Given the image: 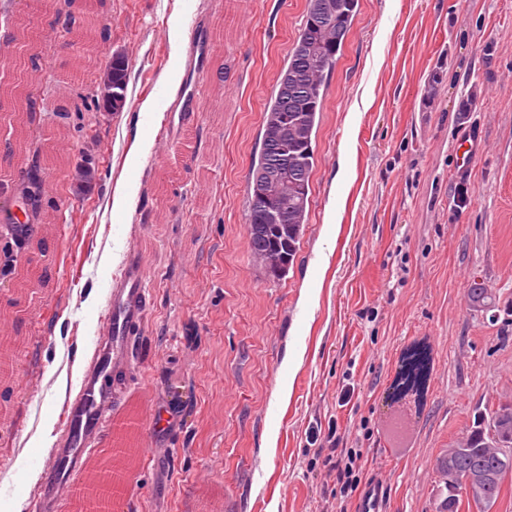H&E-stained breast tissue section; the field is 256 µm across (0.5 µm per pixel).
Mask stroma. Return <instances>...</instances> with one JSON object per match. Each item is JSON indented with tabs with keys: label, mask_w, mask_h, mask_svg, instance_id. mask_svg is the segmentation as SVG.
<instances>
[{
	"label": "stroma",
	"mask_w": 512,
	"mask_h": 512,
	"mask_svg": "<svg viewBox=\"0 0 512 512\" xmlns=\"http://www.w3.org/2000/svg\"><path fill=\"white\" fill-rule=\"evenodd\" d=\"M62 2L32 10L0 0V37L10 25L39 33L32 78L0 56V82L17 83L44 114L91 96L120 53L127 101L46 130L25 126L8 169L19 179L42 156L54 206L0 272V311L23 344L13 367L27 379L0 380V502L31 512L135 239L152 307L120 400L154 390L157 403L140 414L145 436L160 403L181 415L166 438L172 455L137 470L117 512H324L336 473L314 438L334 430L386 478V512H436L441 449L476 410L512 403V0H358L320 114L308 220L278 279L248 248V174L306 0H112L88 19L112 29L90 55L48 34ZM174 20L200 22L212 54L199 111L171 131L168 100L189 72L171 68ZM464 137L473 155L463 169ZM87 153L96 178L80 190L75 166ZM464 174L471 202L460 210ZM131 185L128 206L113 208ZM26 265L42 286H24ZM474 287L499 297L497 315L469 306ZM415 346L429 353L430 377L421 400L401 407L414 428L397 456L388 387ZM20 459L28 468L14 470Z\"/></svg>",
	"instance_id": "1"
}]
</instances>
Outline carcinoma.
Masks as SVG:
<instances>
[{"mask_svg": "<svg viewBox=\"0 0 512 512\" xmlns=\"http://www.w3.org/2000/svg\"><path fill=\"white\" fill-rule=\"evenodd\" d=\"M325 0H307L304 24L300 29L288 59L281 68L284 74H291L302 66L301 48L304 43L323 37L313 28L308 18L314 14ZM357 0H348L347 6L339 21L340 29L349 33L356 15ZM88 9V0H66L64 7L57 9L52 15L49 30L61 36H79L84 29L83 18ZM336 61L313 73L311 85L296 112L288 113V159L303 175L304 192L299 195L298 203L288 211L284 224H260L258 217L261 212L258 196L261 186L252 183L248 189L247 235L250 253L268 276L278 279L293 264L299 249L303 224L307 223L309 211L310 178L315 166V150L313 141L320 122V112L326 91V81L334 69ZM128 64L126 59L118 55L112 58L108 69L103 95L85 98L74 108L58 105L55 113L60 121L70 118V112H113L119 110L125 100ZM280 86H275L273 94L264 107V118L261 132V143L258 154L251 160L250 169L256 170L268 163V142L274 129L278 127L281 114ZM468 301L473 306L494 309L497 299L483 288H471L467 293ZM404 369L395 385L397 397L402 399L416 392H422L427 383V371L430 368L428 352L414 347L403 359ZM500 448H512V431L503 436L497 422L484 420L483 415L474 416L466 435L455 442V450L443 454L437 462V472L448 473V470H473L477 468L491 469L498 473L497 481L489 491L492 504L501 501L502 491L508 482L507 471H512V460L503 463L497 457Z\"/></svg>", "mask_w": 512, "mask_h": 512, "instance_id": "cac0c4a2", "label": "carcinoma"}]
</instances>
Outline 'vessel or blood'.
<instances>
[{
  "label": "vessel or blood",
  "instance_id": "obj_1",
  "mask_svg": "<svg viewBox=\"0 0 512 512\" xmlns=\"http://www.w3.org/2000/svg\"><path fill=\"white\" fill-rule=\"evenodd\" d=\"M149 276L150 267L141 247L128 246L112 278L93 365L84 376L78 396L63 406L67 436L44 462V478L30 497L32 512H61L62 508L78 503L81 490L98 474L99 459L88 455L86 445L100 434L103 420L112 422V445H120L127 437H136L138 463L147 465L162 458L158 435L166 430V419L154 421L152 436L142 437L138 434L135 412L119 418L113 415L117 398L112 382L125 375L131 363L129 338L142 327L148 314L146 282ZM383 486L379 476L365 486L358 512H381Z\"/></svg>",
  "mask_w": 512,
  "mask_h": 512
}]
</instances>
